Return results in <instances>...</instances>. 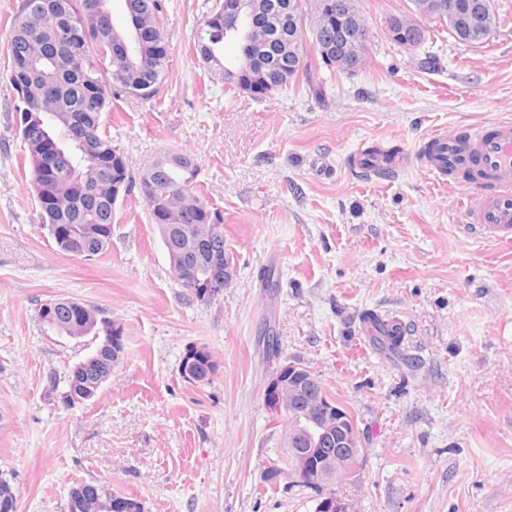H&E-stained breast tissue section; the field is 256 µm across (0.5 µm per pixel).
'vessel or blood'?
Here are the masks:
<instances>
[{
    "mask_svg": "<svg viewBox=\"0 0 512 512\" xmlns=\"http://www.w3.org/2000/svg\"><path fill=\"white\" fill-rule=\"evenodd\" d=\"M433 149L423 156V166L436 180L458 169L474 167L479 174L476 190L463 197L465 221L480 237L504 245L512 244V121L470 127L466 138L436 133L430 136ZM351 157L358 168L377 175L397 170L403 158L385 162L355 148Z\"/></svg>",
    "mask_w": 512,
    "mask_h": 512,
    "instance_id": "1",
    "label": "vessel or blood"
}]
</instances>
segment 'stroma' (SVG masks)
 I'll list each match as a JSON object with an SVG mask.
<instances>
[{"instance_id":"stroma-1","label":"stroma","mask_w":512,"mask_h":512,"mask_svg":"<svg viewBox=\"0 0 512 512\" xmlns=\"http://www.w3.org/2000/svg\"><path fill=\"white\" fill-rule=\"evenodd\" d=\"M20 2L0 0V479L17 512H68L80 482L144 512H314L293 479L261 480L286 466L287 425L265 404L268 330L280 362L313 372L356 420L364 458L336 486L353 512H512V246L464 228L462 179L437 184L417 159L431 134L512 120V0H494L500 24L484 43L424 18L411 49L387 36L408 0H358L364 61L332 76L323 104L295 88L226 93L193 52L203 0H162L172 73L104 128L133 173L169 152L194 159L233 266L208 302L174 279L138 197L93 259L60 254L41 230L4 79ZM361 143L399 147L409 164L387 180L361 174L348 163ZM55 299L124 329L120 364L72 406L68 376L96 343L40 322ZM369 310L404 319L405 355L362 347ZM191 346L216 366L200 384L179 370Z\"/></svg>"}]
</instances>
